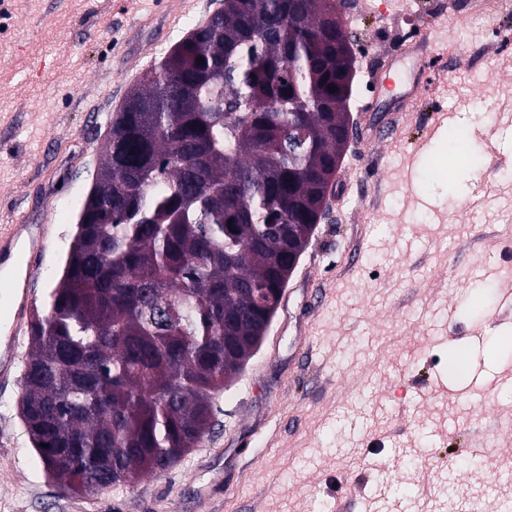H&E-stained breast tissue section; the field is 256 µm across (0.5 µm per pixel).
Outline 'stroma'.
I'll return each instance as SVG.
<instances>
[{
    "mask_svg": "<svg viewBox=\"0 0 512 512\" xmlns=\"http://www.w3.org/2000/svg\"><path fill=\"white\" fill-rule=\"evenodd\" d=\"M222 0H0V236L53 244L41 302L129 90ZM495 0H349L354 135L334 194L215 425L168 473L91 495L49 478L18 412L26 339L0 382V512H512V16ZM440 23L461 56L404 112L365 72ZM458 113L480 153L449 176ZM438 165L437 180L426 171ZM27 214V228L15 217ZM469 350L462 375L448 345ZM479 457L482 466L462 461Z\"/></svg>",
    "mask_w": 512,
    "mask_h": 512,
    "instance_id": "obj_1",
    "label": "stroma"
}]
</instances>
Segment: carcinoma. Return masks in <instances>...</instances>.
<instances>
[{"instance_id":"obj_1","label":"carcinoma","mask_w":512,"mask_h":512,"mask_svg":"<svg viewBox=\"0 0 512 512\" xmlns=\"http://www.w3.org/2000/svg\"><path fill=\"white\" fill-rule=\"evenodd\" d=\"M339 2L224 0L113 118L18 403L62 486L162 476L212 430L344 150Z\"/></svg>"}]
</instances>
